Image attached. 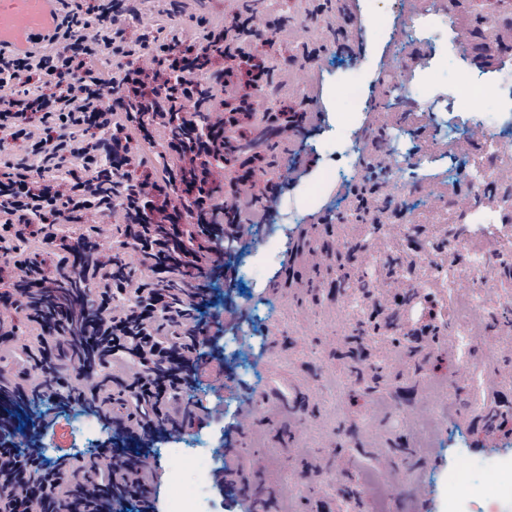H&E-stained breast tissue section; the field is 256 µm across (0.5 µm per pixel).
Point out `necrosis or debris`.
Segmentation results:
<instances>
[{"mask_svg": "<svg viewBox=\"0 0 512 512\" xmlns=\"http://www.w3.org/2000/svg\"><path fill=\"white\" fill-rule=\"evenodd\" d=\"M466 26V20L458 12L444 8L420 11L418 18L410 25L414 34L424 35L426 39L445 45L455 44L459 31ZM440 76V65L432 61L427 63L417 74L415 80L405 79L400 68H391L385 81L392 88L397 99L405 100L413 93H420L422 101L430 108H437L438 100L434 95ZM500 101L495 126L486 130L480 155L473 157L467 168V176L473 186L472 197L468 204H460L455 199H448L434 211L435 224L447 225L450 234L459 241H466L470 236L467 225L457 223L455 217L463 213L483 224L512 225V146L505 143L499 128L512 125V77L507 76L500 81L486 85L480 89H472L468 82L467 70H460L457 77L455 95L449 96L446 106L449 109L460 108L469 113H479L481 104L486 97ZM362 153H375L387 161L389 177L388 196L378 198L376 204L384 211H391L393 204L404 197L409 188L403 172L409 163L400 129H392L384 143H367L361 147ZM499 257L473 251L469 254L472 267L483 271L485 278L483 289L456 298L458 316L455 320L462 360H469L472 355L474 333L465 327L463 316L473 306L479 307L489 319L500 317L498 300L487 297L488 290L493 287L490 278ZM167 455L172 462L169 474L171 493L167 502L166 512H220L212 496L211 484L214 460L209 449L204 445L193 448L185 447L181 439L169 441ZM489 469L495 471L499 481L495 487H487L473 480L470 473L472 464H464L461 470L448 475V512H471L472 502L483 501L487 508H494L497 499L512 496V463L508 461H492Z\"/></svg>", "mask_w": 512, "mask_h": 512, "instance_id": "4bbe7bcc", "label": "necrosis or debris"}]
</instances>
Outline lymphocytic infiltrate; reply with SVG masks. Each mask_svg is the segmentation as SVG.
<instances>
[{
  "label": "lymphocytic infiltrate",
  "mask_w": 512,
  "mask_h": 512,
  "mask_svg": "<svg viewBox=\"0 0 512 512\" xmlns=\"http://www.w3.org/2000/svg\"><path fill=\"white\" fill-rule=\"evenodd\" d=\"M110 0H66L57 46L40 55L0 54V319L24 313L38 327L41 358L22 381L0 386V399L35 400L37 416L0 420V461L11 464L12 512H160V462L150 450L210 418L193 392L211 339L203 284L230 270L227 256L262 223L254 175L265 158L240 149L246 126L264 121L290 135L315 112L287 108L258 114L240 84L260 91L269 75L239 21L212 26L206 44L142 38L157 67L126 69L107 84L99 62L129 56ZM223 70L209 76L213 57ZM54 91L31 92V73ZM114 96L116 106L106 105ZM185 128L165 161L139 155L140 142L171 117ZM32 141L37 164L12 161ZM143 167L133 177L131 163ZM76 175L58 181L64 164ZM223 178H216V171ZM123 209L114 235L85 223L88 213ZM136 262H129L128 253ZM79 406L108 436L107 465L87 470L75 498L64 496L71 457L29 455L20 439L30 425L54 431L56 415Z\"/></svg>",
  "instance_id": "f902f5d3"
}]
</instances>
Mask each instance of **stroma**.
Returning <instances> with one entry per match:
<instances>
[{
	"label": "stroma",
	"mask_w": 512,
	"mask_h": 512,
	"mask_svg": "<svg viewBox=\"0 0 512 512\" xmlns=\"http://www.w3.org/2000/svg\"><path fill=\"white\" fill-rule=\"evenodd\" d=\"M320 2L323 10L316 16L310 13V0H299L285 11L268 10L262 0L123 2L122 40L130 46L159 25L201 44L211 23L250 6L254 46L269 66L270 87L259 98L260 110L298 106L296 87L310 84L316 94L310 107L319 114L290 139L269 138L267 164L258 175L261 183L274 189L266 220L256 226L250 245L233 254L234 275L213 273L206 280L210 313L232 307L244 320L235 331L232 352H225L223 341L212 343L224 363L206 368L196 392L208 405L212 391H219L221 420L186 429L184 435L210 436L214 464L223 466L224 428L242 423L240 403L253 400L258 411L251 425L259 447L246 464L261 474L257 490L271 483L285 490L282 512H320L322 499L330 496L346 510L354 499L364 497L362 473L367 469L390 477L396 512H415L419 507L424 512H447L448 472L461 459L512 457V309L504 310L503 322L494 328L479 312H470L468 320L479 331L474 342L479 357L464 362L447 342L454 298L435 291V323L441 335L419 349L407 337L410 315L396 302L405 294V285L364 257L349 262L341 254L345 246L361 241L386 251L392 261L404 262L414 238L430 229V208L449 195H471L467 163L479 151L482 128L471 114L458 111L442 120L421 109L412 122H404L379 82L393 61L403 60L408 73L414 74L424 63L440 58L438 47L407 36L406 21L420 11V0ZM455 2L468 18L470 48L464 58L449 57L437 90L444 97L459 69H466L478 85L495 82L500 71L512 72V47L501 50L498 66L481 59L489 26L508 15L504 6L497 0ZM376 11L386 18L387 34H380L372 22ZM351 70L365 77L364 108L343 131L336 123L341 109L336 77ZM399 123L405 126L407 146L419 154L405 172L411 192L399 203V221L408 230L384 235L356 219L354 201L345 195L347 188L365 178L367 156L338 150L333 143L341 135L348 143L359 144ZM296 152L307 170L294 180L288 167ZM327 171L335 179L323 188L320 200L282 218L283 205L305 197ZM269 242L277 244L278 259L253 270L255 253ZM511 243L499 227L483 225L468 243L453 244L446 268L424 269L420 275L433 281L449 277L460 292L473 291L482 279L468 268L469 247L495 253ZM365 281L373 284L374 299L384 314L395 317L393 334L374 331L370 305L348 310L352 291ZM354 336L368 353L366 365L390 374L388 384L371 390L351 376L339 355ZM273 361L309 389L308 407L293 414L283 411L281 395L266 387ZM492 380L508 414L490 440L474 422L472 410ZM273 448L281 449L282 462L271 481L262 471Z\"/></svg>",
	"instance_id": "stroma-1"
}]
</instances>
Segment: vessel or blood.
Instances as JSON below:
<instances>
[{
    "label": "vessel or blood",
    "mask_w": 512,
    "mask_h": 512,
    "mask_svg": "<svg viewBox=\"0 0 512 512\" xmlns=\"http://www.w3.org/2000/svg\"><path fill=\"white\" fill-rule=\"evenodd\" d=\"M61 16V0H0V52L34 55L44 51L59 32ZM270 386L287 392L289 412H296L306 401L303 387L284 372L273 371Z\"/></svg>",
    "instance_id": "vessel-or-blood-1"
}]
</instances>
